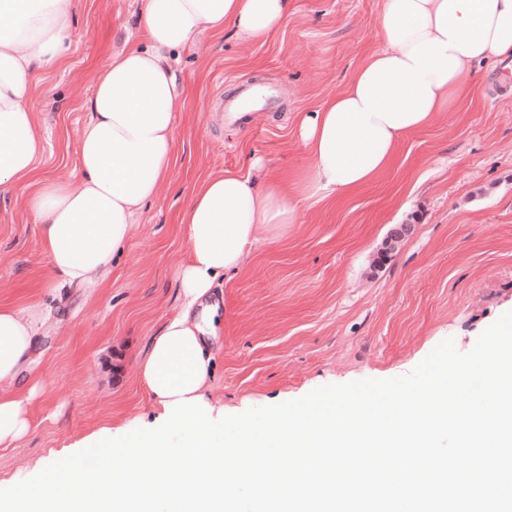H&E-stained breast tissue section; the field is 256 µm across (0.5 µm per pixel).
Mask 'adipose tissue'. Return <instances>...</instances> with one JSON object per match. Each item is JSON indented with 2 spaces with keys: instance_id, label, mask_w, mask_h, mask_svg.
<instances>
[{
  "instance_id": "adipose-tissue-1",
  "label": "adipose tissue",
  "mask_w": 512,
  "mask_h": 512,
  "mask_svg": "<svg viewBox=\"0 0 512 512\" xmlns=\"http://www.w3.org/2000/svg\"><path fill=\"white\" fill-rule=\"evenodd\" d=\"M72 0H0V195L31 187L47 285L100 283L158 198L176 164L179 91L174 53L203 30L263 42L283 30L290 0H142L129 44L100 70L77 133L81 176L46 181L45 138L30 101L40 71L58 69L71 42ZM383 42L337 91L295 115L306 168L214 169L198 181L179 222L186 259L182 308L138 361L151 399L207 395L221 322L212 290L237 274L254 245L291 232L302 211L348 198L395 164L403 139L466 99L483 66L512 58V0H382ZM42 305L0 304V445L31 427L37 382L23 376Z\"/></svg>"
}]
</instances>
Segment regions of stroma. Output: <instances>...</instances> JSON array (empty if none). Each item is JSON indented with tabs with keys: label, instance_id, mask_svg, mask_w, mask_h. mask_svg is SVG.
<instances>
[{
	"label": "stroma",
	"instance_id": "obj_1",
	"mask_svg": "<svg viewBox=\"0 0 512 512\" xmlns=\"http://www.w3.org/2000/svg\"><path fill=\"white\" fill-rule=\"evenodd\" d=\"M285 29L264 43L199 34L174 69L177 168L136 219L116 268L92 288L45 293L50 314L26 365L41 388L32 425L0 450V488L33 477L103 427L160 425L135 363L182 300L186 258L178 215L210 169L250 155L272 169L304 167L291 118L338 90L379 48L381 0H291ZM141 0H73V37L61 69L40 74L31 105L47 140L40 175L77 179L76 138L96 71L121 50ZM512 62L484 67L471 99L408 135L396 164L365 191L303 211L294 231L258 245L224 280V313L210 394L225 415L301 398L329 384L409 374L443 340L470 351L512 309ZM251 85L273 101L241 128L216 112L217 95ZM30 190L0 196V302L18 303L47 269ZM398 224L411 230L390 253Z\"/></svg>",
	"mask_w": 512,
	"mask_h": 512
}]
</instances>
